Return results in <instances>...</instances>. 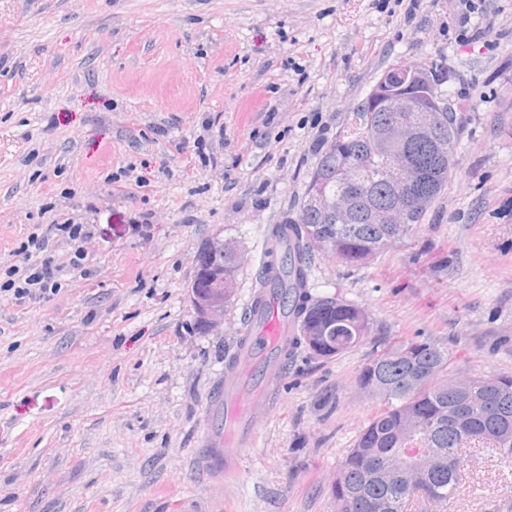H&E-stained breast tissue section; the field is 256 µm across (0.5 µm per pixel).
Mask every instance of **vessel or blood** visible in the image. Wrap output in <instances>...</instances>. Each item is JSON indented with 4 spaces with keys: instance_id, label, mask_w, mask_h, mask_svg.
Segmentation results:
<instances>
[{
    "instance_id": "vessel-or-blood-1",
    "label": "vessel or blood",
    "mask_w": 512,
    "mask_h": 512,
    "mask_svg": "<svg viewBox=\"0 0 512 512\" xmlns=\"http://www.w3.org/2000/svg\"><path fill=\"white\" fill-rule=\"evenodd\" d=\"M248 316L243 341L237 349L252 354L253 360L225 369L224 379L209 402L206 429L196 455L197 467L214 475L235 467L236 460L227 449L234 444H247L243 422L254 414L267 412L274 405L272 392L249 396L243 385L247 379L263 381L271 375L272 364L284 359L283 349L292 329L287 307L273 297L264 307L250 308Z\"/></svg>"
}]
</instances>
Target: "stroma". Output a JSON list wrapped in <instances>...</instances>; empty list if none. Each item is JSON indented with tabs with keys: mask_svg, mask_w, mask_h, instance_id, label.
<instances>
[{
	"mask_svg": "<svg viewBox=\"0 0 512 512\" xmlns=\"http://www.w3.org/2000/svg\"><path fill=\"white\" fill-rule=\"evenodd\" d=\"M0 0V283L34 225L83 275L0 292V512H338L332 485L380 401L356 378L390 343L447 348L456 378L512 373V0ZM398 65L447 73L452 174L368 264L320 253L310 292L364 309L339 357L305 349L224 479L194 464L266 233ZM222 232L242 264L219 329L187 288ZM454 512H496L512 468L465 451Z\"/></svg>",
	"mask_w": 512,
	"mask_h": 512,
	"instance_id": "obj_1",
	"label": "stroma"
}]
</instances>
